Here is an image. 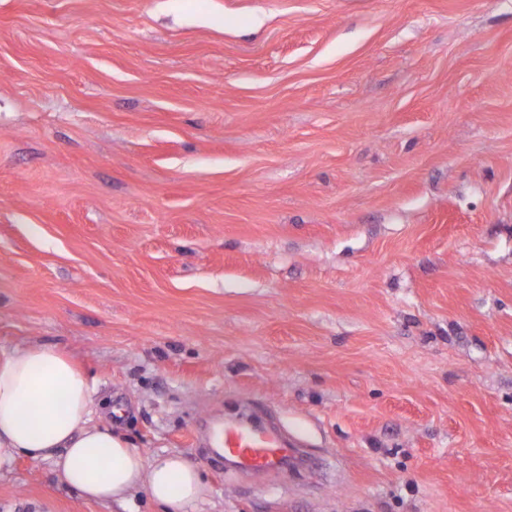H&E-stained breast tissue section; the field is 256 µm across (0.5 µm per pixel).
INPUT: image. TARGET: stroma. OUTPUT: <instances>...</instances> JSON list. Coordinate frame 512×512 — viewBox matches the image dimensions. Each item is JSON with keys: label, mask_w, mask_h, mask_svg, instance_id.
<instances>
[{"label": "stroma", "mask_w": 512, "mask_h": 512, "mask_svg": "<svg viewBox=\"0 0 512 512\" xmlns=\"http://www.w3.org/2000/svg\"><path fill=\"white\" fill-rule=\"evenodd\" d=\"M185 512H512V0H0V347ZM272 418L302 469L197 444ZM0 512L90 501L52 461Z\"/></svg>", "instance_id": "35a3bbf8"}]
</instances>
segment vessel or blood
<instances>
[{
    "label": "vessel or blood",
    "instance_id": "obj_1",
    "mask_svg": "<svg viewBox=\"0 0 512 512\" xmlns=\"http://www.w3.org/2000/svg\"><path fill=\"white\" fill-rule=\"evenodd\" d=\"M215 439L218 448L243 472L265 474L277 471L284 459L295 453L277 433L259 431L245 421L225 424Z\"/></svg>",
    "mask_w": 512,
    "mask_h": 512
}]
</instances>
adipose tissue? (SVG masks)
<instances>
[{
	"label": "adipose tissue",
	"mask_w": 512,
	"mask_h": 512,
	"mask_svg": "<svg viewBox=\"0 0 512 512\" xmlns=\"http://www.w3.org/2000/svg\"><path fill=\"white\" fill-rule=\"evenodd\" d=\"M93 414L87 376L57 347L0 349V467L20 455L49 459L85 498L121 501L143 487L163 512L205 499L206 483L182 455L145 456Z\"/></svg>",
	"instance_id": "adipose-tissue-1"
}]
</instances>
